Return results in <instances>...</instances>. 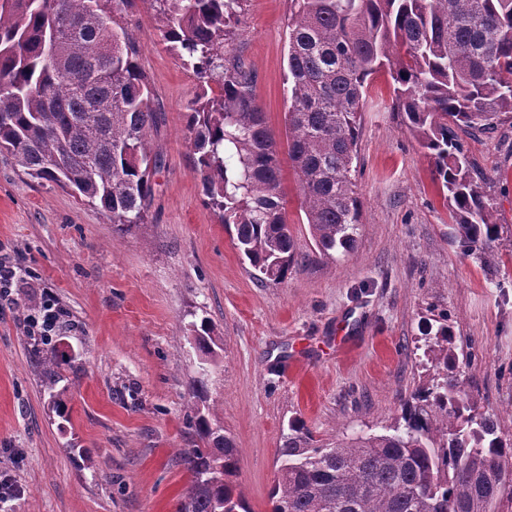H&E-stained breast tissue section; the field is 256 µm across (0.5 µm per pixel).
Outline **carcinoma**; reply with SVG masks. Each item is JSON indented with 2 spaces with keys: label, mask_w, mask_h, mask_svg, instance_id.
Here are the masks:
<instances>
[{
  "label": "carcinoma",
  "mask_w": 512,
  "mask_h": 512,
  "mask_svg": "<svg viewBox=\"0 0 512 512\" xmlns=\"http://www.w3.org/2000/svg\"><path fill=\"white\" fill-rule=\"evenodd\" d=\"M0 0V153L22 171L76 194L126 232L146 223L156 123L143 46L129 14L137 0ZM166 47L199 83L185 106L192 170L203 201L260 281L282 282L304 259L288 227L283 156L320 253L356 244L363 203L353 172L363 102L379 73L397 113L434 162L464 253L494 249L497 206L460 134L512 115V0H290L287 151L254 93L255 72L233 47L246 0H142ZM68 31L54 57L45 43ZM211 363L219 344L206 317L189 323ZM27 352L52 392L73 356L52 336ZM430 379L379 434L320 444L289 422L270 489V512H501L512 504V435L476 412L450 327L427 330ZM186 424L189 474L176 512H252L235 483V448L206 407L204 379Z\"/></svg>",
  "instance_id": "obj_1"
}]
</instances>
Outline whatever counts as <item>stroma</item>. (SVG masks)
Wrapping results in <instances>:
<instances>
[{
  "label": "stroma",
  "instance_id": "1",
  "mask_svg": "<svg viewBox=\"0 0 512 512\" xmlns=\"http://www.w3.org/2000/svg\"><path fill=\"white\" fill-rule=\"evenodd\" d=\"M288 0H248L235 47L257 76L270 127L288 110ZM142 65L162 159L147 223L118 232L94 207L0 156V257L23 269L0 310V474L21 493L0 512H175L187 484L185 424L200 355L188 322L208 317L222 346L208 399L236 448V482L253 512L268 495L289 420L321 443L380 433L425 383L424 331L447 321L477 410L512 434V123L464 135L495 189L499 247L463 256L433 163L391 111L378 76L367 94L356 180L364 221L348 253L320 256L292 173L289 228L307 260L281 283L259 282L203 203L184 107L198 82L159 40L139 0ZM49 292L69 314L75 355L53 393L28 357L21 302Z\"/></svg>",
  "mask_w": 512,
  "mask_h": 512
}]
</instances>
